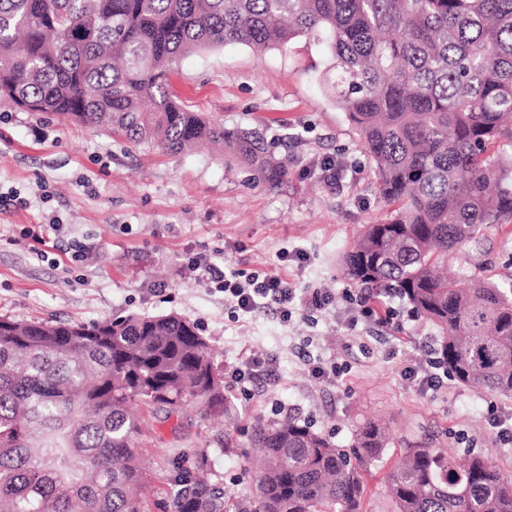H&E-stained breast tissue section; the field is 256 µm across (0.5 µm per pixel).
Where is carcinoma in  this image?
Segmentation results:
<instances>
[{"mask_svg": "<svg viewBox=\"0 0 512 512\" xmlns=\"http://www.w3.org/2000/svg\"><path fill=\"white\" fill-rule=\"evenodd\" d=\"M326 42L327 90L395 206L343 257L354 283L391 288L434 326L460 384L512 397V287L441 269L512 224V0H0V104L98 127L178 154L224 149L256 180L286 174L264 138L193 112L170 91L180 58L238 43ZM196 325L174 314L50 324L0 317V512H225L173 452L157 476L145 413L197 401L230 413ZM392 441L377 420L338 448L295 418L260 430L257 507L366 512L367 477ZM393 512H512V473L445 448L403 449L383 476Z\"/></svg>", "mask_w": 512, "mask_h": 512, "instance_id": "cac0c4a2", "label": "carcinoma"}]
</instances>
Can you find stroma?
Wrapping results in <instances>:
<instances>
[{
  "label": "stroma",
  "instance_id": "stroma-1",
  "mask_svg": "<svg viewBox=\"0 0 512 512\" xmlns=\"http://www.w3.org/2000/svg\"><path fill=\"white\" fill-rule=\"evenodd\" d=\"M325 43L302 36L263 53L231 44L184 56L171 85L188 109L226 127L262 132L287 167L276 181L252 182L247 169L211 147L176 155L135 145L47 114L0 106V317L93 322L129 314L175 313L197 324L223 371L257 355L275 360V373L248 394L233 392L224 421L189 408L178 422H155L150 456L168 467L172 449L192 455L209 447L211 465L232 506L253 502L255 450L261 428L289 417L310 423L336 446L350 447L357 427L384 418L394 443L389 468L411 445L438 444L463 457L479 454L512 471V447L496 437L494 415L512 416V398L446 380L422 393L404 367L425 363L436 332L409 318L398 298L391 325L370 327L368 352L325 314L281 321L273 309L234 319L224 295L203 284L190 263L204 254L236 268L275 271L300 288L337 296L359 293L342 267L366 224L389 210L378 197L375 167L360 135L327 94ZM332 161L333 183L319 166ZM56 222L45 242L24 232ZM300 248L304 261L280 262ZM468 269L512 282V230L490 228L469 252ZM332 358L347 372L339 381L311 373L310 360ZM232 448H225V436Z\"/></svg>",
  "mask_w": 512,
  "mask_h": 512
}]
</instances>
